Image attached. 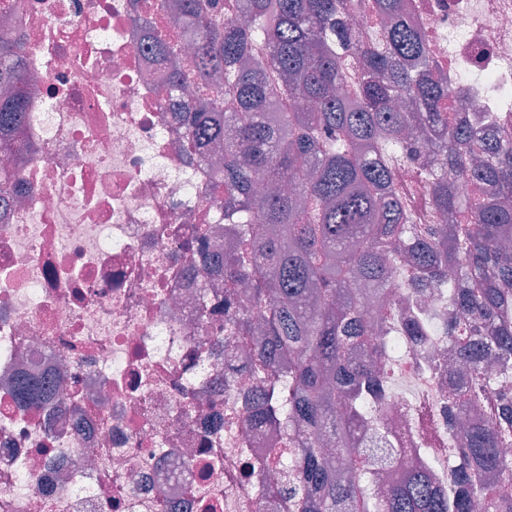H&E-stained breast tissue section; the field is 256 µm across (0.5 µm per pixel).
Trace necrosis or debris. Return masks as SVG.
I'll return each mask as SVG.
<instances>
[{
	"label": "necrosis or debris",
	"instance_id": "1",
	"mask_svg": "<svg viewBox=\"0 0 512 512\" xmlns=\"http://www.w3.org/2000/svg\"><path fill=\"white\" fill-rule=\"evenodd\" d=\"M171 0H0V34L20 46L26 120L0 148V180L23 191L0 207V512H281L268 451L280 426L252 430V379L224 385V280L186 275L181 244L198 225L223 250L224 195L198 162L170 98L197 104L194 79L143 44L171 29ZM437 75L470 124L512 133V0H404ZM206 291L209 318L195 302ZM448 340L392 354L420 403L390 389L365 443L395 435L410 463L447 485L455 442L440 409ZM41 370L51 404L20 410L6 379Z\"/></svg>",
	"mask_w": 512,
	"mask_h": 512
}]
</instances>
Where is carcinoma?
<instances>
[{
	"label": "carcinoma",
	"mask_w": 512,
	"mask_h": 512,
	"mask_svg": "<svg viewBox=\"0 0 512 512\" xmlns=\"http://www.w3.org/2000/svg\"><path fill=\"white\" fill-rule=\"evenodd\" d=\"M388 20L381 38L360 40L355 0H179L194 65L172 77L224 84L185 109L187 132L204 154L224 144L220 185L224 222L235 240L216 256L224 287L248 281L249 294L224 321V352L249 335L246 308L265 309L263 343L251 362L224 363L227 375L251 377L262 397L246 423H279L299 448L277 463L294 472L281 487L286 512H512V483L489 471L512 464V396L490 390L489 360L512 374V136L492 124L476 134L449 111L450 89L430 72V52L404 16V0H372ZM16 51L0 45V85L21 83ZM303 99L308 112L288 110ZM21 91L0 95V133L22 127ZM430 134L442 172L421 162L416 134ZM418 167L430 210L446 224L422 222L398 193L393 169ZM297 180L296 193L260 198L256 179ZM448 292L443 331L461 364L448 387V422L473 421L462 435L460 465L448 487L426 470L403 468L385 493L369 484L376 465H403L385 435L383 455L366 449L358 430L381 407L390 380L379 368L396 344L393 329L426 335L412 297ZM383 308L385 337L368 328L363 297ZM13 396L35 409L51 399L52 380L13 379Z\"/></svg>",
	"instance_id": "1"
}]
</instances>
